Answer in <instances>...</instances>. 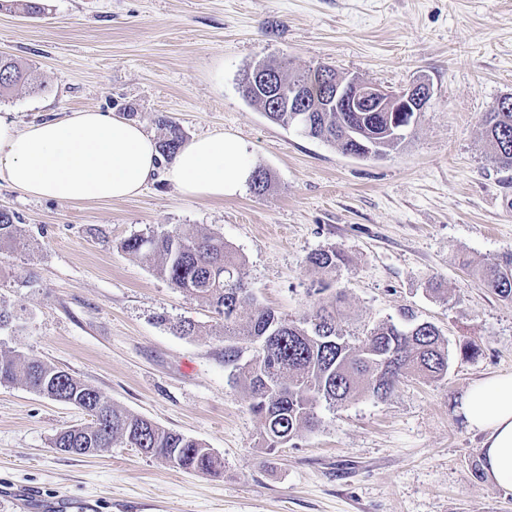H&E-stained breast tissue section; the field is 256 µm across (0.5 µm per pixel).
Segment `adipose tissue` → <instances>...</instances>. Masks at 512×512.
<instances>
[{
    "mask_svg": "<svg viewBox=\"0 0 512 512\" xmlns=\"http://www.w3.org/2000/svg\"><path fill=\"white\" fill-rule=\"evenodd\" d=\"M161 168L182 195L213 200L237 194L252 174L246 145L221 133L193 139L165 166L143 126L118 115L84 110L24 129L0 119V179L26 196L62 202L131 198ZM460 409L483 436L486 477L512 490V372L475 381Z\"/></svg>",
    "mask_w": 512,
    "mask_h": 512,
    "instance_id": "adipose-tissue-1",
    "label": "adipose tissue"
}]
</instances>
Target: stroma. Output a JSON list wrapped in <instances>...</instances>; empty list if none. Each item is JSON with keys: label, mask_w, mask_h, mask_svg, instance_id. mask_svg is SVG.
<instances>
[{"label": "stroma", "mask_w": 512, "mask_h": 512, "mask_svg": "<svg viewBox=\"0 0 512 512\" xmlns=\"http://www.w3.org/2000/svg\"><path fill=\"white\" fill-rule=\"evenodd\" d=\"M38 15L0 11V54L44 84L0 97L19 128L77 110L129 107L186 139L226 132L248 147L268 191L221 202L183 197L157 172L137 197L68 203L21 195L0 249V307L19 331L0 348L63 369L112 404L209 448L222 476L186 472L135 448L56 452L76 407L0 384V490L37 488L91 512H512V491L486 481L480 434L458 413L468 386L512 371V300L468 263L512 254V169L490 157L482 118L512 94V0H42ZM322 64L432 94L404 145L358 158L269 122L239 82L260 60ZM189 228L223 237L259 305L310 316L342 293L347 331L413 313L448 342L447 374L402 382L386 400L359 395L288 445L268 449L249 392L224 360V320L121 248L136 235ZM347 258L329 288L307 263ZM189 320L193 336L174 329ZM480 352L463 358V343Z\"/></svg>", "instance_id": "35a3bbf8"}]
</instances>
